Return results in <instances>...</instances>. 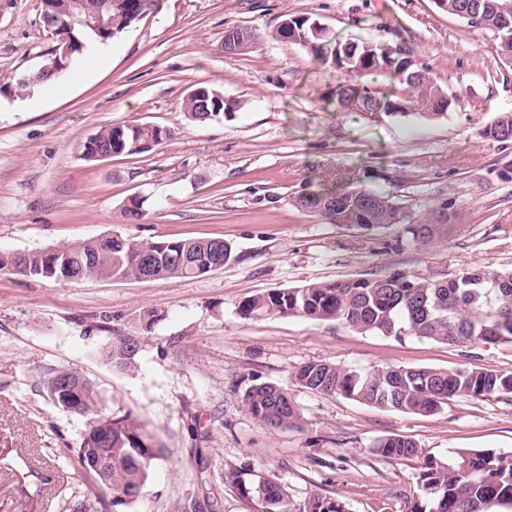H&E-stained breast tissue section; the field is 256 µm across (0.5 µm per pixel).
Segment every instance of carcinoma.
<instances>
[{
    "label": "carcinoma",
    "mask_w": 512,
    "mask_h": 512,
    "mask_svg": "<svg viewBox=\"0 0 512 512\" xmlns=\"http://www.w3.org/2000/svg\"><path fill=\"white\" fill-rule=\"evenodd\" d=\"M137 0H85L90 11H112V27L125 30L136 23L128 7ZM443 10L461 18L466 10L481 18V28L497 35L500 60L512 61V31L498 29L503 16L512 18V0H443ZM308 18L285 17L275 37L308 49L323 64L346 73L336 86V111L361 114L375 107L388 116H434L447 107L444 91L430 70L418 66L415 49L405 43L382 46L361 42L351 46L323 28L313 31ZM398 80L401 92H387L385 79ZM205 98H185L186 116L206 122L226 115L224 93L207 87ZM484 135L499 143L512 142V113L486 126ZM97 139L112 145L116 154L149 151L147 133L135 125L100 128ZM297 207L328 218L333 224L376 231L397 226L395 245L423 243L448 234L446 224L413 221L392 196L365 189L343 188L331 194L305 192ZM152 255L158 279L200 277L213 272L218 261L228 263L232 248L221 238L133 240L121 236L112 249L95 239L49 249L0 253V273L36 279L74 282L85 279H139L149 275L143 257ZM240 315L299 316L313 321H335L366 334L413 337L448 345L512 342V269L464 270L453 279H432L411 273L360 276L332 282H313L294 288H276L243 300ZM138 342L125 336L111 344L106 357L127 368L134 362ZM70 381L65 395L53 391L54 378ZM49 398L66 413L87 418L76 448L69 449L102 498L116 508L129 504L149 478L161 445L132 416L100 411L93 383L72 369H53L42 378ZM295 384L323 394L343 396L374 407L406 413L433 414L455 396L486 397L512 393V373L492 369H436L386 367L373 371L341 368L310 361L294 373ZM243 403L249 413L273 428L298 426L300 413L288 390L271 383L250 386ZM377 452L393 459L418 457L421 494L408 512H489L494 506L512 512V453L494 449H462L450 459L428 456L415 441L394 434L377 440ZM240 494L255 501L260 512H290L288 492L281 484L258 478L237 483ZM303 512H348L338 497L316 495Z\"/></svg>",
    "instance_id": "carcinoma-1"
}]
</instances>
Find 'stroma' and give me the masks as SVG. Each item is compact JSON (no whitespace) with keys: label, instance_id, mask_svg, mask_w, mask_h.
<instances>
[{"label":"stroma","instance_id":"stroma-1","mask_svg":"<svg viewBox=\"0 0 512 512\" xmlns=\"http://www.w3.org/2000/svg\"><path fill=\"white\" fill-rule=\"evenodd\" d=\"M341 39L407 43L447 92L443 114L369 119L335 109L342 71L276 40L284 15ZM252 31L224 51V30ZM56 41L42 0H0V252L40 250L104 235L221 238L233 259L197 278L61 283L0 275V512H112L68 458L83 417L41 386L54 368L80 371L104 413L136 417L164 445L140 495L121 512H259L237 479L281 483L293 512L315 494L349 512H406L421 459H390L375 442L401 434L447 459L464 448L512 453V394L459 396L432 415L372 407L296 385L309 361L512 372V343L449 346L360 334L301 317L246 319L241 302L274 288L366 274L454 278L512 267V143L484 128L512 112V66L489 31L448 16L435 0H163L107 44L108 55L55 90L16 93ZM215 86L233 112L185 117L197 86ZM152 123L172 137L137 155L91 160L101 127ZM364 187L391 193L447 237L386 248L391 231L331 224L295 204L305 191ZM140 202L130 216V199ZM139 342L118 370L104 349ZM288 389L298 427L275 429L242 402L248 387Z\"/></svg>","mask_w":512,"mask_h":512}]
</instances>
